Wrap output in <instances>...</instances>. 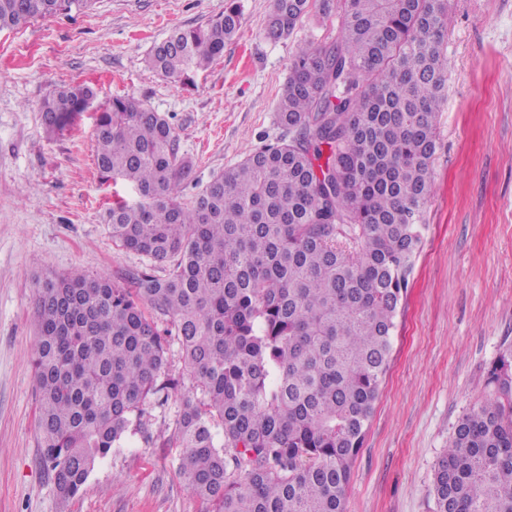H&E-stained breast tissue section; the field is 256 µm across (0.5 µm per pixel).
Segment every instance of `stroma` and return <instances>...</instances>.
I'll use <instances>...</instances> for the list:
<instances>
[{"label":"stroma","mask_w":512,"mask_h":512,"mask_svg":"<svg viewBox=\"0 0 512 512\" xmlns=\"http://www.w3.org/2000/svg\"><path fill=\"white\" fill-rule=\"evenodd\" d=\"M244 22L222 57L175 84L148 66L177 28L207 24L228 0H97L0 32V512H201L180 479L171 436L179 401H151L61 502L40 464L31 367L36 282L79 268L117 278L145 267L117 248L105 212L135 190L103 181L95 128L117 95L148 104L193 162L191 200L218 172L283 133L277 108L301 41L335 37L338 14L311 10L271 40V0H238ZM433 192L397 318L390 368L352 464L346 512H433L437 460L459 420L493 394L492 363L512 346V0H452ZM96 95L67 130L46 129L40 102L66 84Z\"/></svg>","instance_id":"1"}]
</instances>
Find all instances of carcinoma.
Listing matches in <instances>:
<instances>
[{"instance_id": "carcinoma-1", "label": "carcinoma", "mask_w": 512, "mask_h": 512, "mask_svg": "<svg viewBox=\"0 0 512 512\" xmlns=\"http://www.w3.org/2000/svg\"><path fill=\"white\" fill-rule=\"evenodd\" d=\"M93 3L0 0V31ZM314 5L340 13L341 28L298 46L278 109L287 137L192 200L180 195L192 161L164 117L122 96L98 116V171L138 195L108 209L112 243L151 267L128 284L75 270L37 288L40 458L61 500L173 392L178 471L202 512H344L425 229L451 5L273 0L266 37L290 34ZM241 26L230 0L155 45L148 65L185 85ZM94 97L61 86L41 104L47 130ZM170 336L187 385L169 376ZM489 383L494 395L436 463L435 512H512V347Z\"/></svg>"}]
</instances>
